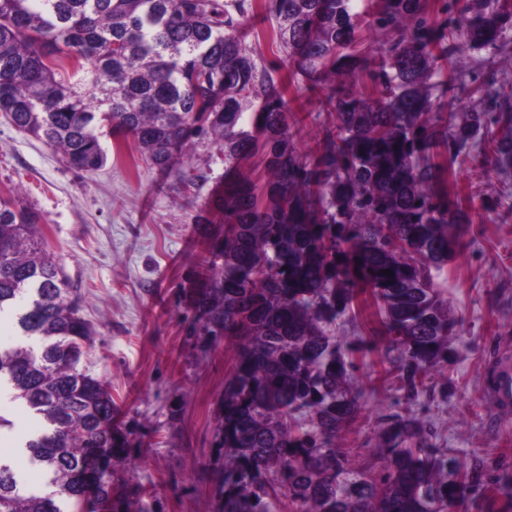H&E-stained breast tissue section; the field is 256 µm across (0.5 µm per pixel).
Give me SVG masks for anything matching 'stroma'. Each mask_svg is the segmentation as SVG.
Here are the masks:
<instances>
[{
    "mask_svg": "<svg viewBox=\"0 0 512 512\" xmlns=\"http://www.w3.org/2000/svg\"><path fill=\"white\" fill-rule=\"evenodd\" d=\"M457 69L512 81V43L481 55L454 53ZM99 170L70 169L60 153L0 117V192L18 189L48 228L52 250L84 300L95 346L89 371L112 389L114 420L126 430L117 470L131 500L155 512H214L208 481L217 455L218 406L233 350L223 339L189 335L191 284L206 257L212 223H196L222 188L224 165L213 143L197 144L190 160L200 176L187 190L176 174L141 161L132 141L103 136ZM450 183L471 217L469 244L448 266V302L460 320L447 374H433L414 402L385 379V347L357 356L359 416L339 433L355 463L379 469L375 452L385 423L413 412L424 437L453 449L465 464L482 462L479 489L512 487V414L492 402L497 356L512 351V176L490 164L459 161ZM0 447L35 433L38 421L12 392L0 395Z\"/></svg>",
    "mask_w": 512,
    "mask_h": 512,
    "instance_id": "obj_1",
    "label": "stroma"
}]
</instances>
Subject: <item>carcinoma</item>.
<instances>
[{
  "instance_id": "1",
  "label": "carcinoma",
  "mask_w": 512,
  "mask_h": 512,
  "mask_svg": "<svg viewBox=\"0 0 512 512\" xmlns=\"http://www.w3.org/2000/svg\"><path fill=\"white\" fill-rule=\"evenodd\" d=\"M264 9L282 74L240 37L246 0H0V115L85 172L107 161V126L147 164L177 169L186 188L197 186L189 151L218 146L224 187L207 206L223 228L209 238L193 296L203 334L235 345L217 512H461L477 467L422 440L413 414L383 428L377 472L336 440L360 409L356 353L387 340L409 402L453 360L459 320L438 281L471 220L437 157L509 172L512 83L448 63L459 45L480 53L512 42V4L443 0L437 26L428 0H379L366 21L379 42L370 95L338 81L356 69V0H266ZM290 84L321 91L333 117L304 153L294 130L310 114L290 106ZM457 84L482 105L463 119L448 109ZM254 156L261 170H242ZM4 310L17 311L23 340L0 349V384L40 420L23 453L54 490H29L0 462V512H150L120 490L114 463L126 435L112 392L82 367L95 330L80 293L13 191L0 195ZM359 317L369 338L337 342V325Z\"/></svg>"
}]
</instances>
